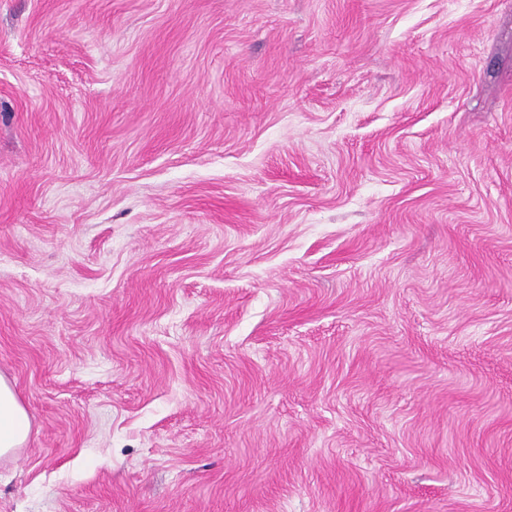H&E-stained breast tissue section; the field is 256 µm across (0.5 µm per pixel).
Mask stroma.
I'll return each mask as SVG.
<instances>
[{
    "mask_svg": "<svg viewBox=\"0 0 512 512\" xmlns=\"http://www.w3.org/2000/svg\"><path fill=\"white\" fill-rule=\"evenodd\" d=\"M512 0H0V512H512ZM29 415L13 385L0 375V457L13 455L28 440Z\"/></svg>",
    "mask_w": 512,
    "mask_h": 512,
    "instance_id": "35a3bbf8",
    "label": "stroma"
}]
</instances>
